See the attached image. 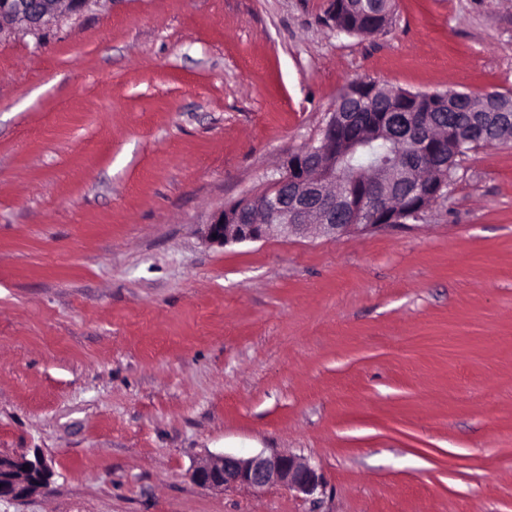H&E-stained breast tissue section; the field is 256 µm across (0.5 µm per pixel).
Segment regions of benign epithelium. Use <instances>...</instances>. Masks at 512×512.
<instances>
[{
  "label": "benign epithelium",
  "mask_w": 512,
  "mask_h": 512,
  "mask_svg": "<svg viewBox=\"0 0 512 512\" xmlns=\"http://www.w3.org/2000/svg\"><path fill=\"white\" fill-rule=\"evenodd\" d=\"M101 0H0V33L23 25L32 33L46 19L82 11ZM480 125L496 132L512 126V106L477 115ZM352 123L333 111L311 144L288 158L283 174L264 190L215 211L207 224L209 241L225 246L279 235L304 233L335 235L370 230L417 219L452 180L448 157L436 152L439 137L414 142L412 157L396 162L380 153L364 160L363 169L350 176L336 172L345 156L354 153L364 138L388 141L393 119L389 112L374 113L373 122L356 137L336 138V130ZM53 476L42 457L0 456V499L23 500L44 490ZM193 481L200 487L264 488L280 485L305 495L322 486L321 475L296 456L261 452L249 457L213 455L196 467Z\"/></svg>",
  "instance_id": "benign-epithelium-1"
}]
</instances>
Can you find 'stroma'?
<instances>
[{
    "instance_id": "obj_1",
    "label": "stroma",
    "mask_w": 512,
    "mask_h": 512,
    "mask_svg": "<svg viewBox=\"0 0 512 512\" xmlns=\"http://www.w3.org/2000/svg\"><path fill=\"white\" fill-rule=\"evenodd\" d=\"M102 0L0 35V512H512V147L422 217L209 243L339 93L512 89V0ZM300 457L314 496L209 490L215 454ZM336 3H331L330 13L336 6L337 19L345 24L355 28V31L363 32V25L367 18L370 16L368 13L376 14L380 16L381 23L376 28V31H382L389 23L392 13V1L391 0H351L354 1L355 6L353 14L348 12L342 6V0H334ZM391 3L389 4V2ZM375 31V32H376ZM379 31V32H380ZM29 465V469H24ZM53 476L51 466L40 456H0V499L23 500L44 490Z\"/></svg>"
}]
</instances>
